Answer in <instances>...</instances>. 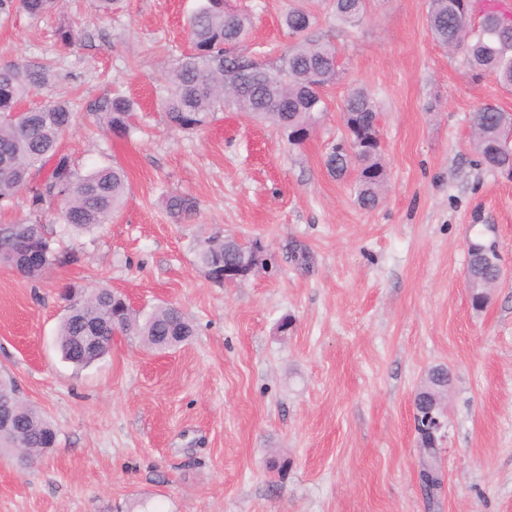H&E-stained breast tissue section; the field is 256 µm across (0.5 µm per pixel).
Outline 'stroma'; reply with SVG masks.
I'll use <instances>...</instances> for the list:
<instances>
[{"label":"stroma","instance_id":"stroma-1","mask_svg":"<svg viewBox=\"0 0 512 512\" xmlns=\"http://www.w3.org/2000/svg\"><path fill=\"white\" fill-rule=\"evenodd\" d=\"M198 2L121 0L102 16L95 0H65L40 19L0 16V64L53 60L35 99H71L79 114L62 153L83 169L118 161L130 184L108 224L65 236L77 262L35 280L0 267V376L58 431L33 470L0 455V512H512V179L472 144L477 107L512 113V88L437 44L428 0H369L355 27L312 0L309 36L336 46L342 74L308 140L229 110L178 131L158 102ZM297 3L231 0L252 13L249 51L287 44L281 20ZM65 20L80 31L70 48ZM352 88L379 110L387 181L371 209L324 166ZM115 91L139 105L124 138L84 115ZM165 190L194 197L195 215L174 221ZM217 230L261 240L271 272L205 277L196 244ZM480 240L505 274L477 309L464 283ZM69 284L107 285L139 310L177 304L194 334L166 352L119 335L75 370L56 349ZM438 365L449 385L430 500L414 397Z\"/></svg>","mask_w":512,"mask_h":512}]
</instances>
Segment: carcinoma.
Wrapping results in <instances>:
<instances>
[{"instance_id": "obj_1", "label": "carcinoma", "mask_w": 512, "mask_h": 512, "mask_svg": "<svg viewBox=\"0 0 512 512\" xmlns=\"http://www.w3.org/2000/svg\"><path fill=\"white\" fill-rule=\"evenodd\" d=\"M330 7L337 21L356 25L367 12V0H330ZM61 8L60 0H0V13L21 11L32 19ZM473 9L474 0H429L430 31L438 44L462 51L472 71L493 73L511 87L512 20L487 11L479 26L472 28L469 18ZM314 22L315 15L303 6L288 10L283 25L296 42L290 47H274L258 58L241 51L252 28L250 15L228 6L226 0H201L188 20L192 49L167 75L161 110L168 125L181 131H201L216 112L229 109L285 133L292 145L303 144L326 111V92L339 76L336 47L307 36ZM52 72L47 61L0 66V207L24 193L30 211L25 220L0 224V265L29 279L40 278L58 263L76 260L75 253L56 248L53 233L41 222L45 206L58 205L64 225L80 233L108 223L129 191L127 174L119 163L82 172L61 153L59 138L77 117L71 101L31 103ZM87 111L113 135L124 137L133 128L137 103L124 95H105L90 103ZM343 114L347 122L360 119L367 133L378 120L377 105L365 89L348 93ZM473 128L480 162L494 171L512 170V145L506 141L512 113L485 103L475 112ZM49 162L51 169L41 185H31L33 173ZM324 165L336 179L355 174L352 186L360 206L371 208L379 203L387 180L380 148L356 139L349 154L338 141L327 152ZM164 201L168 213L177 219H186L197 209L193 198L178 193L166 194ZM242 252L240 243L216 232L198 241L196 263L204 273L219 274L224 263ZM467 272L480 281H490L496 278L497 267L473 253ZM61 299L65 315L58 326L56 345L61 357L79 369L109 353V336L115 329L154 351L177 348L193 336L192 326L174 305L157 306L143 314L126 301L112 299L110 288H99L94 295L66 288ZM92 326L105 336L104 343L80 353L76 342ZM447 386L448 370L436 367L417 395L427 406H436L431 415L418 411L415 416L421 471L426 473L439 471L442 432L437 420L442 418L443 408L434 403V396ZM3 398L11 400L13 415L8 429L0 431V452L7 453L17 469L25 472L54 447L56 430L42 412L20 398L11 379L0 378V400Z\"/></svg>"}]
</instances>
